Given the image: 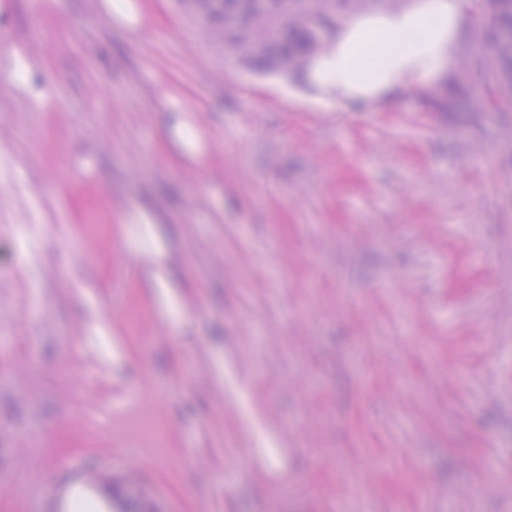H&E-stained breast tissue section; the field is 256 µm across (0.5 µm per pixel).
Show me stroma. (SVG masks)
<instances>
[{
    "label": "stroma",
    "mask_w": 512,
    "mask_h": 512,
    "mask_svg": "<svg viewBox=\"0 0 512 512\" xmlns=\"http://www.w3.org/2000/svg\"><path fill=\"white\" fill-rule=\"evenodd\" d=\"M137 2L0 0V512H512V112ZM102 8L107 14L112 15L113 20L123 24L128 31L132 33L137 31L138 8L136 2L132 0H103Z\"/></svg>",
    "instance_id": "35a3bbf8"
}]
</instances>
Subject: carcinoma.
<instances>
[{"label":"carcinoma","instance_id":"carcinoma-1","mask_svg":"<svg viewBox=\"0 0 512 512\" xmlns=\"http://www.w3.org/2000/svg\"><path fill=\"white\" fill-rule=\"evenodd\" d=\"M218 10L201 0L211 24L224 35L229 57L265 74L302 70L314 52V21L329 16L347 19L372 9L395 10L408 0H268V8L256 13L250 0H223ZM487 21L468 43L470 54L462 58L466 70H477L500 90V108L512 109V0H485ZM477 96L469 82L453 77L430 103L435 112H477Z\"/></svg>","mask_w":512,"mask_h":512}]
</instances>
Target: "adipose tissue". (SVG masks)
Listing matches in <instances>:
<instances>
[{
	"label": "adipose tissue",
	"mask_w": 512,
	"mask_h": 512,
	"mask_svg": "<svg viewBox=\"0 0 512 512\" xmlns=\"http://www.w3.org/2000/svg\"><path fill=\"white\" fill-rule=\"evenodd\" d=\"M475 0H409L398 11L352 16L309 62L299 80L327 100L366 105L390 100L402 87H430L455 71ZM377 68L357 75L369 53Z\"/></svg>",
	"instance_id": "1"
}]
</instances>
